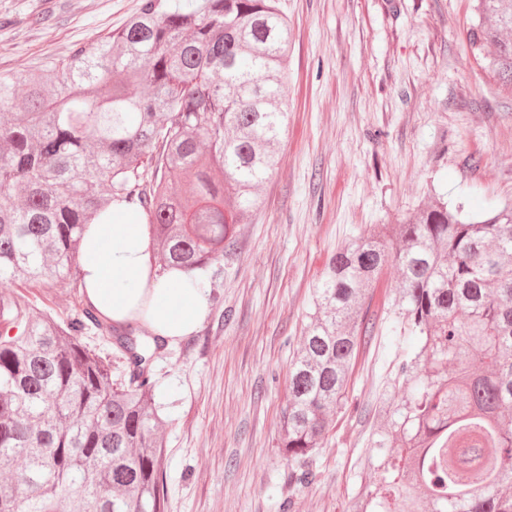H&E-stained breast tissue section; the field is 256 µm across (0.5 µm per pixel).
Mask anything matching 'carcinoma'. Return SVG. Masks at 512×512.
<instances>
[{
  "instance_id": "cac0c4a2",
  "label": "carcinoma",
  "mask_w": 512,
  "mask_h": 512,
  "mask_svg": "<svg viewBox=\"0 0 512 512\" xmlns=\"http://www.w3.org/2000/svg\"><path fill=\"white\" fill-rule=\"evenodd\" d=\"M474 2L470 47L491 44L512 87V0ZM288 47L279 0H143L112 34L0 77V473L15 485L0 512H167L148 367L165 340L89 305L58 320L4 284L80 277L82 231L114 201L142 208L158 272L221 264L280 164ZM308 319L278 443L291 482H312L349 369L387 326L417 346L382 375L346 512H512V202L472 216L434 200L374 226L328 258ZM93 329L126 379L83 341Z\"/></svg>"
}]
</instances>
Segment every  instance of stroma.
I'll use <instances>...</instances> for the list:
<instances>
[{
  "mask_svg": "<svg viewBox=\"0 0 512 512\" xmlns=\"http://www.w3.org/2000/svg\"><path fill=\"white\" fill-rule=\"evenodd\" d=\"M141 0H0V74L45 67L122 27ZM292 43L288 136L262 208L209 285L199 330L149 364L167 417L168 512H344L380 394L383 335L349 376L303 490L277 448L288 370L328 256L372 224L446 196L512 198V90L472 53L474 0H280ZM65 317L77 280L15 285Z\"/></svg>",
  "mask_w": 512,
  "mask_h": 512,
  "instance_id": "stroma-1",
  "label": "stroma"
}]
</instances>
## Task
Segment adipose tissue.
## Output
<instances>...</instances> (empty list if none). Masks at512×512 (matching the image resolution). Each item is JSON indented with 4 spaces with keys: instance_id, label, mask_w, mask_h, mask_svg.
Returning <instances> with one entry per match:
<instances>
[{
    "instance_id": "adipose-tissue-1",
    "label": "adipose tissue",
    "mask_w": 512,
    "mask_h": 512,
    "mask_svg": "<svg viewBox=\"0 0 512 512\" xmlns=\"http://www.w3.org/2000/svg\"><path fill=\"white\" fill-rule=\"evenodd\" d=\"M78 264L86 303L115 325L139 324L171 343L194 334L213 305L201 273L156 274L149 226L131 202H114L87 225Z\"/></svg>"
}]
</instances>
